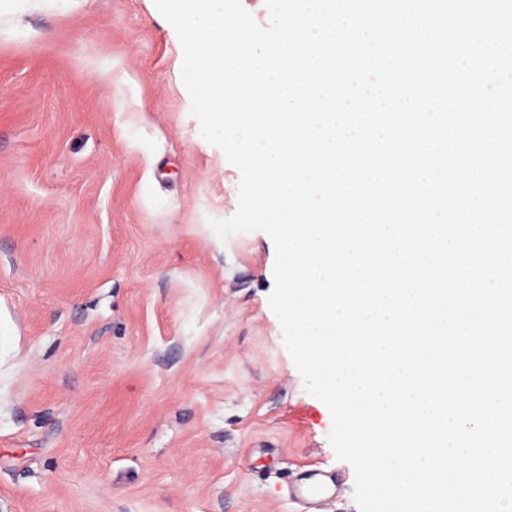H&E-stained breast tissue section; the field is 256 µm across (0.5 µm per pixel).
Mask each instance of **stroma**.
<instances>
[{
	"label": "stroma",
	"instance_id": "obj_1",
	"mask_svg": "<svg viewBox=\"0 0 512 512\" xmlns=\"http://www.w3.org/2000/svg\"><path fill=\"white\" fill-rule=\"evenodd\" d=\"M182 62L154 0H0V512H358Z\"/></svg>",
	"mask_w": 512,
	"mask_h": 512
}]
</instances>
